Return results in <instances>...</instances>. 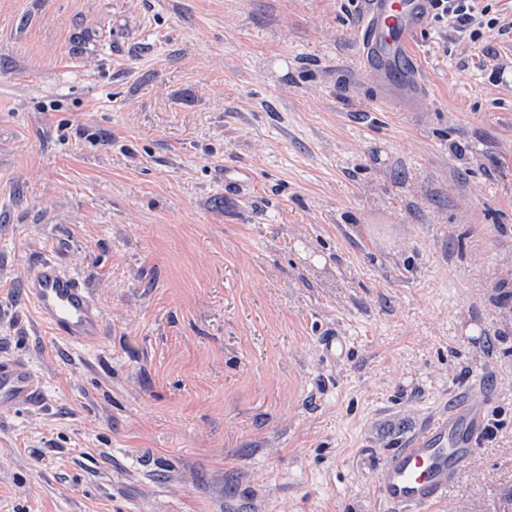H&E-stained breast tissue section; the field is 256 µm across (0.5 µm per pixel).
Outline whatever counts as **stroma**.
I'll list each match as a JSON object with an SVG mask.
<instances>
[{
	"mask_svg": "<svg viewBox=\"0 0 512 512\" xmlns=\"http://www.w3.org/2000/svg\"><path fill=\"white\" fill-rule=\"evenodd\" d=\"M362 0H0V512H388L450 399L432 512H512V30L416 40L428 106L353 86ZM92 38L77 45L79 33ZM60 254L95 346L24 293ZM39 396V380L28 364L0 358V412H12L33 404ZM485 411L483 401L464 399L427 422L377 469L380 497L405 512L430 509L443 500L479 445Z\"/></svg>",
	"mask_w": 512,
	"mask_h": 512,
	"instance_id": "1",
	"label": "stroma"
}]
</instances>
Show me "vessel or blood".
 Instances as JSON below:
<instances>
[{
    "label": "vessel or blood",
    "instance_id": "1",
    "mask_svg": "<svg viewBox=\"0 0 512 512\" xmlns=\"http://www.w3.org/2000/svg\"><path fill=\"white\" fill-rule=\"evenodd\" d=\"M433 0H365L355 32L356 75L375 82L387 102L422 111L428 97L414 44L431 19ZM25 292L56 336L75 345L97 342L103 314L92 290L56 257L42 260ZM39 380L28 364L0 358V412L33 404ZM484 402L464 399L395 449L377 469L380 497L395 512H428L471 461L485 428Z\"/></svg>",
    "mask_w": 512,
    "mask_h": 512
}]
</instances>
